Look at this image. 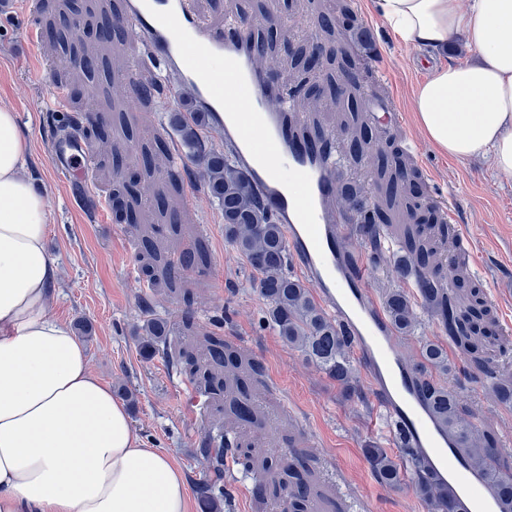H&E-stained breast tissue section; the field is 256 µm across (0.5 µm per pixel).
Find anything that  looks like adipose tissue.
<instances>
[{"label":"adipose tissue","mask_w":512,"mask_h":512,"mask_svg":"<svg viewBox=\"0 0 512 512\" xmlns=\"http://www.w3.org/2000/svg\"><path fill=\"white\" fill-rule=\"evenodd\" d=\"M396 39L431 56L414 91L428 142L512 177V0H372ZM32 141L0 102V512H188L184 476L143 447L125 404L50 304L49 213L23 161Z\"/></svg>","instance_id":"1"}]
</instances>
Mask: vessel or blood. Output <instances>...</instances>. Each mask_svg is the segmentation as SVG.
<instances>
[{
  "mask_svg": "<svg viewBox=\"0 0 512 512\" xmlns=\"http://www.w3.org/2000/svg\"><path fill=\"white\" fill-rule=\"evenodd\" d=\"M121 21L220 134L282 224L292 261L348 335L394 436L432 475L454 482L457 512H512L432 413L417 369L371 295L364 266L352 262L340 229L348 212L339 206L336 158L304 131L261 65L255 26L216 29L194 0H125ZM87 162L79 139L55 142L58 172L72 174Z\"/></svg>",
  "mask_w": 512,
  "mask_h": 512,
  "instance_id": "vessel-or-blood-1",
  "label": "vessel or blood"
}]
</instances>
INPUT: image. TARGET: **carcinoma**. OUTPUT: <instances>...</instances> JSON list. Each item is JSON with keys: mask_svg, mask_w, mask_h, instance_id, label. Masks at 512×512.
<instances>
[{"mask_svg": "<svg viewBox=\"0 0 512 512\" xmlns=\"http://www.w3.org/2000/svg\"><path fill=\"white\" fill-rule=\"evenodd\" d=\"M44 36L53 50L79 57L77 69L55 74L56 85L70 86L83 79H107L112 74L108 50L123 45L129 33L120 26L110 25L105 15L96 23L92 41H80L68 23L67 13L62 12L46 26ZM342 55L349 59L351 67L343 74L347 89L336 98V102L346 105L352 119L356 120L359 104L352 89L357 85L367 61L345 51ZM136 88L140 89L139 99L146 102L157 101L161 93V84L156 80L140 81ZM174 116L190 147L187 158L198 166L200 181L224 214L226 238L257 274L254 286L266 302L269 325L288 348L299 352L307 363L335 382L342 394L363 398L356 390L357 368L347 336L316 303L312 288L286 272L288 251L283 226L268 213L232 158L208 137L198 133L192 115L176 112ZM371 149L374 150L372 159L377 171L391 173L385 186L388 207L392 209L407 204L409 189L416 185L414 171L403 154L393 147L391 139L383 138L374 127L363 121L350 133V151L354 157L360 158ZM162 160L168 161V165L162 172L164 184L158 189L155 202L160 214L173 216L176 211L170 203V192L179 190L185 167L173 169L171 156L160 139L142 147L141 168L147 174L154 173ZM136 205V196L131 195L125 201L118 195L112 197L113 211L127 208L129 224L133 227L141 224ZM355 230L374 266L409 276L419 284L418 303L401 288L390 289L383 298V307L398 335L406 336L412 331L417 319L416 306H421L438 320L448 336V343L470 356L471 364L484 378L487 394L501 405L512 407V374L504 375L489 365L482 355L481 342L490 336L479 331V323L491 322L489 311L485 304L478 303L476 294L469 292L464 298L457 297L444 287L442 278L432 275V271L439 268L441 254L431 239L416 235L409 224L392 223L389 214L380 207L361 212ZM206 262L207 250L202 243L185 252L180 259L183 270H192ZM146 331L149 339L143 345L145 353L150 356L154 346L163 344L166 354L184 365L190 380L206 386L214 381L216 389L224 390L226 377L233 376L238 395L230 401V411L243 421H252L250 388L247 381L239 376V371L246 367L256 375L262 370L259 362L246 361L228 343L207 337V363L200 365L173 342V329L167 322L150 320ZM416 367L431 410L449 434L460 438V453L485 473L501 498L512 503V464L504 453V445L493 429L479 426L466 418V400L460 380L450 379L456 365L448 358L443 343L439 340L423 343ZM201 451L210 458L215 470V479L203 482L197 488L200 498L208 500L215 492H224L218 485L223 475L221 463L224 458L230 454L247 460L249 456L239 442H226L217 450L205 443ZM365 453L380 482L388 485L400 483L404 472L396 459L377 445L369 446ZM259 471L271 481L288 488L283 512H307L310 500L307 472L298 470L292 463L268 457L263 458ZM410 479L416 496L431 512H454L453 495L448 487L433 479L428 470L416 461L412 464Z\"/></svg>", "mask_w": 512, "mask_h": 512, "instance_id": "1", "label": "carcinoma"}]
</instances>
